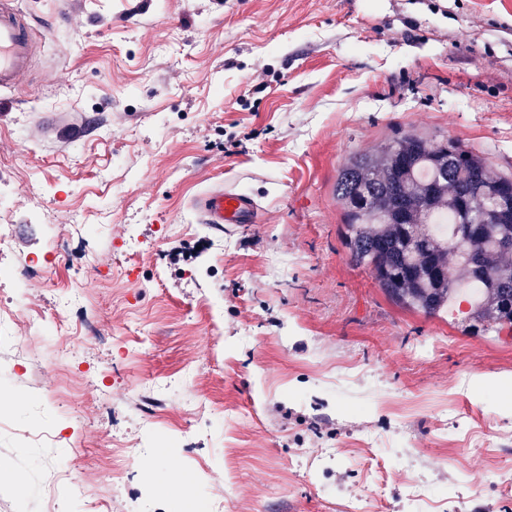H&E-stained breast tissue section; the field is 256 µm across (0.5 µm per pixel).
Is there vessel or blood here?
<instances>
[{
	"label": "vessel or blood",
	"mask_w": 512,
	"mask_h": 512,
	"mask_svg": "<svg viewBox=\"0 0 512 512\" xmlns=\"http://www.w3.org/2000/svg\"><path fill=\"white\" fill-rule=\"evenodd\" d=\"M14 2L0 0V89L22 86L36 51L31 25ZM257 217L255 201L231 188L210 193L202 206L207 224H252Z\"/></svg>",
	"instance_id": "1"
}]
</instances>
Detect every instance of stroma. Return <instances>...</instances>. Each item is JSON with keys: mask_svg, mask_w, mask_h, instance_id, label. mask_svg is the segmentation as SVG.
<instances>
[{"mask_svg": "<svg viewBox=\"0 0 512 512\" xmlns=\"http://www.w3.org/2000/svg\"><path fill=\"white\" fill-rule=\"evenodd\" d=\"M17 5L0 512H512V332L389 299L335 195L403 131L512 175V0ZM258 206L246 193L224 189L210 193L202 206V218L206 224H254Z\"/></svg>", "mask_w": 512, "mask_h": 512, "instance_id": "35a3bbf8", "label": "stroma"}]
</instances>
